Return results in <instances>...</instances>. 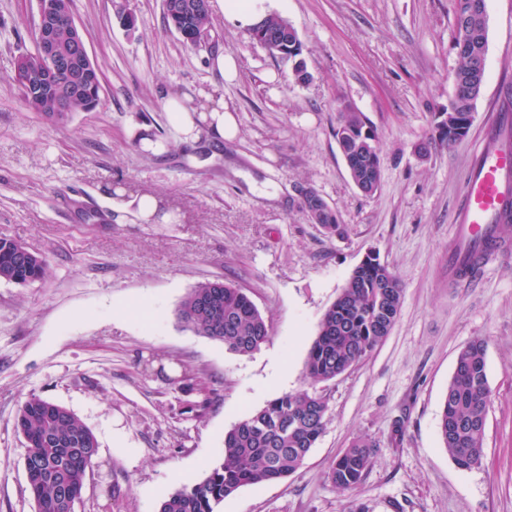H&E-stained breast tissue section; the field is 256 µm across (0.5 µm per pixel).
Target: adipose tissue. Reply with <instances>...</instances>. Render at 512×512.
Segmentation results:
<instances>
[{"instance_id":"ef3b65f1","label":"adipose tissue","mask_w":512,"mask_h":512,"mask_svg":"<svg viewBox=\"0 0 512 512\" xmlns=\"http://www.w3.org/2000/svg\"><path fill=\"white\" fill-rule=\"evenodd\" d=\"M276 6V0H221L220 3L225 20L239 30L251 29ZM168 118L185 144L195 143L204 136L216 142L230 141L238 131L230 105L210 93L204 94L199 102L189 95L181 100L170 99Z\"/></svg>"}]
</instances>
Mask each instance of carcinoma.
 I'll return each instance as SVG.
<instances>
[{"label": "carcinoma", "mask_w": 512, "mask_h": 512, "mask_svg": "<svg viewBox=\"0 0 512 512\" xmlns=\"http://www.w3.org/2000/svg\"><path fill=\"white\" fill-rule=\"evenodd\" d=\"M487 44L485 0H455V93L448 112L437 113L439 118L447 117L439 125L444 128L442 140L450 144L463 138L450 121H472L486 76ZM101 90L102 81L90 84L87 97L73 101L70 111L95 109ZM22 95L50 120H63L52 99L25 91ZM336 138L339 149L356 166L352 179L369 181L363 192L374 194L380 183V171L374 169L379 163V147L363 113L344 106ZM22 249L18 242L0 239V280L26 284L45 276V259L34 253L23 261L19 257ZM402 300L400 281L389 266L376 257L359 265L319 323L305 362L311 383L332 380L371 354L390 334ZM178 318L195 333L222 341L242 356L253 354L269 340L268 325L248 295L220 280L195 286L181 302ZM486 355V342L480 338L458 352L441 408L443 447L462 470L479 465L484 455L483 435L492 394ZM327 410L324 397L304 389L284 393L251 412L227 431L224 448L206 475L169 493L159 512H217L224 499L239 489L295 473L321 435ZM16 428L44 466L29 480L37 512H64L55 485L64 481L74 494H81L87 470L94 463L81 449L99 447L96 436L70 410L35 395L20 406ZM373 448V441L366 436L351 441L329 473L337 489L349 490L361 482L372 463Z\"/></svg>", "instance_id": "cac0c4a2"}]
</instances>
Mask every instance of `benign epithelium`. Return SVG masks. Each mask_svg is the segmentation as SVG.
Returning <instances> with one entry per match:
<instances>
[{"label": "benign epithelium", "instance_id": "obj_1", "mask_svg": "<svg viewBox=\"0 0 512 512\" xmlns=\"http://www.w3.org/2000/svg\"><path fill=\"white\" fill-rule=\"evenodd\" d=\"M164 11L186 20V25L176 28L183 40L203 46L209 40V29L195 24L194 18L210 13V0H164ZM69 23L71 36L67 44L58 39L59 28ZM38 50L32 58L18 62L13 78L25 84L35 94L51 95L61 112L82 95L87 81L92 78L93 62L89 56L81 29L60 10L54 0H38L36 25ZM252 39L269 54L288 62L298 52L299 38L293 26L286 22L276 25L261 22L251 30Z\"/></svg>", "mask_w": 512, "mask_h": 512}]
</instances>
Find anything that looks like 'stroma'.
<instances>
[{
    "mask_svg": "<svg viewBox=\"0 0 512 512\" xmlns=\"http://www.w3.org/2000/svg\"><path fill=\"white\" fill-rule=\"evenodd\" d=\"M454 0H284L277 14L302 43L309 75L210 11V44L194 48L162 0H73L100 105L63 123L43 117L11 81L35 50L37 0H0V239L43 256V279L0 281V512H36L15 427L36 395L73 412L99 452L75 512H158L202 479L224 435L286 392L328 402L323 432L287 478L246 486L220 512H512V255L448 283V244L462 187L496 113H512V0H486V78L468 135L437 133L458 65ZM131 13L126 28L119 11ZM239 76L223 88L239 134L182 144L170 98L211 90L215 54ZM365 115L380 147V187L364 196L336 141L341 106ZM165 143L143 151L141 136ZM427 154H419L420 143ZM314 189L338 214L329 234L302 210ZM151 191L175 219L143 224L112 207ZM398 276L403 303L377 349L329 382L304 365L325 311L367 254ZM241 288L269 327L241 356L177 318L199 283ZM487 343L492 390L480 465L459 469L438 423L456 355ZM371 438L359 485L329 479L353 438Z\"/></svg>",
    "mask_w": 512,
    "mask_h": 512,
    "instance_id": "obj_1",
    "label": "stroma"
}]
</instances>
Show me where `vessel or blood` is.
Segmentation results:
<instances>
[{
	"label": "vessel or blood",
	"mask_w": 512,
	"mask_h": 512,
	"mask_svg": "<svg viewBox=\"0 0 512 512\" xmlns=\"http://www.w3.org/2000/svg\"><path fill=\"white\" fill-rule=\"evenodd\" d=\"M512 205V147L493 139L476 155L463 191L452 242L448 276L457 280L464 266L486 265L495 255L512 250L500 232V217Z\"/></svg>",
	"instance_id": "b4317fda"
}]
</instances>
